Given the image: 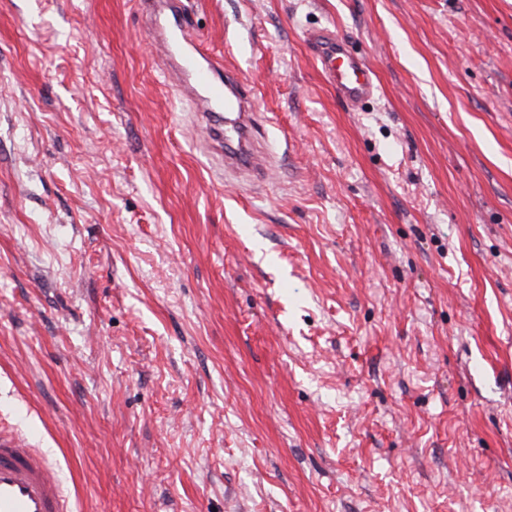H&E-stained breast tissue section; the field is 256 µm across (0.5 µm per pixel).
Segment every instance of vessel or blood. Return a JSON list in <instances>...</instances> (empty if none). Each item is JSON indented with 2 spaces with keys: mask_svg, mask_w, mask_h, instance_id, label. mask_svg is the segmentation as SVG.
Returning <instances> with one entry per match:
<instances>
[{
  "mask_svg": "<svg viewBox=\"0 0 512 512\" xmlns=\"http://www.w3.org/2000/svg\"><path fill=\"white\" fill-rule=\"evenodd\" d=\"M150 27L163 73L186 93L210 129V140L224 169L248 174L264 168L256 147L260 117L251 88L241 83L221 56L208 51L195 32L185 0H138ZM310 48L337 96L354 106L376 91L374 72L351 56L331 31L311 34ZM0 512H72L59 472L45 453L0 442Z\"/></svg>",
  "mask_w": 512,
  "mask_h": 512,
  "instance_id": "vessel-or-blood-1",
  "label": "vessel or blood"
}]
</instances>
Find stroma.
Wrapping results in <instances>:
<instances>
[{
	"instance_id": "1",
	"label": "stroma",
	"mask_w": 512,
	"mask_h": 512,
	"mask_svg": "<svg viewBox=\"0 0 512 512\" xmlns=\"http://www.w3.org/2000/svg\"><path fill=\"white\" fill-rule=\"evenodd\" d=\"M189 9L264 174L136 0H0V437L75 512H512V0ZM185 0H138L149 23L155 48L164 62L163 74L186 93L210 129L224 171L249 174L263 169L266 160L256 147L260 125L255 96L226 66L221 56L208 51L194 32ZM161 15L172 24H161ZM309 42L322 73L343 102L354 107L375 93L373 70L347 52L343 39L324 30L311 34Z\"/></svg>"
}]
</instances>
